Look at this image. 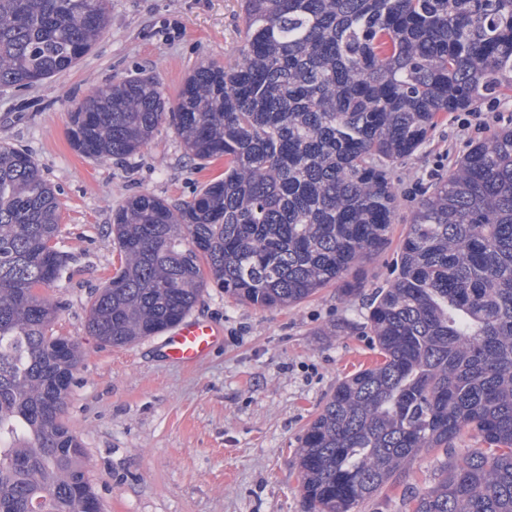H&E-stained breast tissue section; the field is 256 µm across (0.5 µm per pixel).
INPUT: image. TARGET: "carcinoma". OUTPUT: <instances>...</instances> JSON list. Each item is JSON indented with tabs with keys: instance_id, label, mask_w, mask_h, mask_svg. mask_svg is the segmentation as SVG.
<instances>
[{
	"instance_id": "obj_1",
	"label": "carcinoma",
	"mask_w": 512,
	"mask_h": 512,
	"mask_svg": "<svg viewBox=\"0 0 512 512\" xmlns=\"http://www.w3.org/2000/svg\"><path fill=\"white\" fill-rule=\"evenodd\" d=\"M239 61L206 63L171 104L149 77L76 107L67 137L95 160L137 154L167 123L224 176L171 206L112 216L122 262L88 332L121 346L176 325L204 288L297 304L388 243L395 164L441 117L512 90V0H243ZM108 0H0V87L74 67ZM60 201L28 153L0 144V512H102L81 438L62 421L83 359L50 333L66 257ZM207 270H202V267ZM367 324L376 356L342 380L297 454L311 512H356L422 452L469 429L412 512H512V126L471 145L421 200Z\"/></svg>"
}]
</instances>
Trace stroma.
<instances>
[{
	"label": "stroma",
	"mask_w": 512,
	"mask_h": 512,
	"mask_svg": "<svg viewBox=\"0 0 512 512\" xmlns=\"http://www.w3.org/2000/svg\"><path fill=\"white\" fill-rule=\"evenodd\" d=\"M107 33L75 67L28 90L0 88V143L32 156L58 192L68 256L50 290L64 309L55 335L80 343L83 361L64 420L84 441L86 469L104 512H309L296 453L315 413L346 376L374 358L368 304L390 279L419 201L472 143L512 123V91L495 108L479 104L477 131L449 117L392 171L398 202L386 249L362 266V290L320 289L301 303L266 309L206 289L190 318L221 336L198 364L168 359L163 335L125 346L87 331L90 305L121 259L112 215L136 194L178 205L224 173L215 160H190L174 128L163 125L135 156L81 157L67 138L69 114L110 84L142 76L175 99L198 65L238 60L240 0H108ZM445 455L424 452L404 485L356 512H411V496L431 486Z\"/></svg>",
	"instance_id": "obj_1"
}]
</instances>
